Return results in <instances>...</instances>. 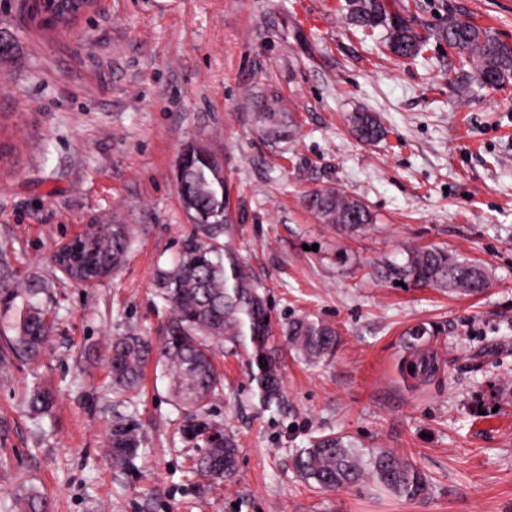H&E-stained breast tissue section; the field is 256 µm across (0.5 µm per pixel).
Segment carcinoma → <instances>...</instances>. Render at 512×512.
I'll use <instances>...</instances> for the list:
<instances>
[{
    "label": "carcinoma",
    "instance_id": "carcinoma-1",
    "mask_svg": "<svg viewBox=\"0 0 512 512\" xmlns=\"http://www.w3.org/2000/svg\"><path fill=\"white\" fill-rule=\"evenodd\" d=\"M344 23L364 35L380 31L388 50L399 58L420 54L427 37L418 22L393 10L389 0H344ZM437 42L458 50L462 61L472 65L456 84L460 93L476 86L496 89L512 81V45L469 19L450 16L430 33ZM259 122L272 141L281 139L290 113L280 112L278 96L257 101ZM352 133L361 142L375 144L385 139L387 129L380 116L357 110L349 116ZM179 193L193 230L179 255L156 268V286L168 307L161 336H116L107 348L112 390L130 393L140 384L143 368L155 360L168 380L171 397L193 418L204 413L223 388L211 348L226 345L243 356L261 406H279L281 369L270 345L271 321L265 287L251 274L238 254L230 217L229 194L218 158L206 148L191 144L182 151ZM305 206L328 224L346 231H362L376 223V216L359 198L339 188L311 192ZM85 244L83 276L68 274L73 281L92 284L125 264L135 240L130 224H91L82 237ZM389 275L414 286L444 288L453 293L478 295L491 285L488 271L473 261L447 251L419 247L408 252L405 262L388 266ZM48 285L32 282L21 288L13 268L0 253V317L7 347L34 359L52 340V325L39 295ZM280 333L299 358L317 363L336 352L340 335L336 328L317 318L299 316L280 325ZM29 411L41 415L53 404L51 394L38 385L26 398ZM141 438L131 416L112 421L106 436V451L117 470L133 465ZM239 448L229 434L219 444H208L198 467L209 476L230 481L237 470ZM295 466L312 488L336 491L366 481L407 502L429 495V479L417 464L390 450L365 452L341 436L312 438L295 451Z\"/></svg>",
    "mask_w": 512,
    "mask_h": 512
}]
</instances>
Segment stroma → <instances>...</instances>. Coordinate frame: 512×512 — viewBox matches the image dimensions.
<instances>
[{"instance_id":"1","label":"stroma","mask_w":512,"mask_h":512,"mask_svg":"<svg viewBox=\"0 0 512 512\" xmlns=\"http://www.w3.org/2000/svg\"><path fill=\"white\" fill-rule=\"evenodd\" d=\"M435 28L471 18L512 44V0H393ZM342 0H100L70 30L30 20L27 0H0V246L22 277L48 285L53 340L0 374V512L37 492L52 512H512V83L453 87L458 52L428 41L400 59L380 36L352 32ZM275 94L294 118L267 139L252 105ZM378 113L387 129L358 142L346 117ZM223 165L236 245L267 289L273 326L310 315L341 334L309 365L281 347L283 397L267 411L242 356L218 347L224 389L201 419L234 435V479L202 473L205 433L154 365L117 403L103 352L113 336H159L157 264L191 231L177 188L182 150ZM338 187L377 218L348 234L306 208ZM91 224H133L122 271L87 287L54 267L55 247ZM448 249L493 281L470 297L383 278L410 249ZM426 323L434 335L411 341ZM439 362L414 385L412 350ZM55 396L32 417L27 390ZM142 439L115 470L103 442L115 415ZM411 457L430 478L410 505L370 483L309 487L296 449L319 435Z\"/></svg>"}]
</instances>
